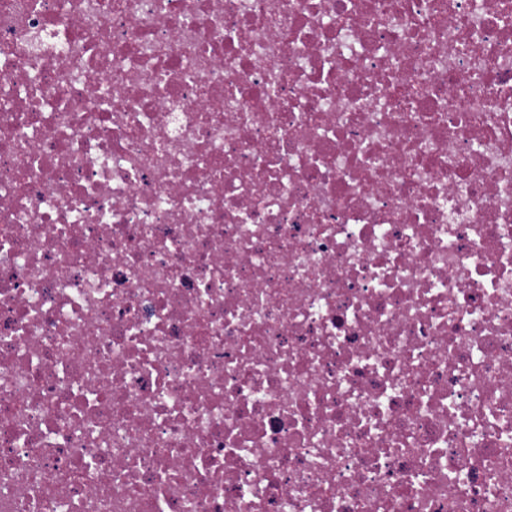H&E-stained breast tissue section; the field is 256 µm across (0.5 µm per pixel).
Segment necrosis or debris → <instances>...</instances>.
Returning <instances> with one entry per match:
<instances>
[{
  "instance_id": "1",
  "label": "necrosis or debris",
  "mask_w": 512,
  "mask_h": 512,
  "mask_svg": "<svg viewBox=\"0 0 512 512\" xmlns=\"http://www.w3.org/2000/svg\"><path fill=\"white\" fill-rule=\"evenodd\" d=\"M0 512H512V0H0Z\"/></svg>"
}]
</instances>
